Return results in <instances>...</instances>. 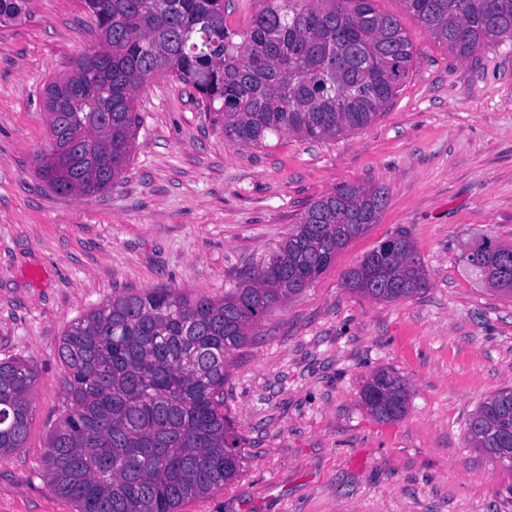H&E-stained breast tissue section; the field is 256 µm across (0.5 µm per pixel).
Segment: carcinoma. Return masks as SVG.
Instances as JSON below:
<instances>
[{
  "instance_id": "cac0c4a2",
  "label": "carcinoma",
  "mask_w": 512,
  "mask_h": 512,
  "mask_svg": "<svg viewBox=\"0 0 512 512\" xmlns=\"http://www.w3.org/2000/svg\"><path fill=\"white\" fill-rule=\"evenodd\" d=\"M434 42L460 58L512 41V0H401ZM97 48L46 87L50 149L39 174L56 191L88 197L124 173L141 126L136 96L171 73L195 89L237 146L271 135L335 140L371 123L408 78L416 49L401 17L375 0H265L244 32L224 21V0H82ZM28 0H0V26ZM241 41H235V38ZM384 186L345 185L309 205L279 247L221 298L172 288L114 295L74 319L58 348L63 412L49 431L41 475L76 512H180L233 482L240 439L224 416L228 358L274 309L315 282L387 205ZM378 244L344 286L395 302L428 286L408 234ZM465 262L512 298V244L484 237ZM37 370L0 360V459L24 447ZM407 383L386 370L361 402L383 422L403 417ZM467 445L512 475V391L484 399Z\"/></svg>"
}]
</instances>
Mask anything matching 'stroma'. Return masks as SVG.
I'll use <instances>...</instances> for the list:
<instances>
[{"instance_id":"stroma-1","label":"stroma","mask_w":512,"mask_h":512,"mask_svg":"<svg viewBox=\"0 0 512 512\" xmlns=\"http://www.w3.org/2000/svg\"><path fill=\"white\" fill-rule=\"evenodd\" d=\"M375 6L401 15L418 59L369 125L231 146L193 88L159 75L137 96L122 179L84 198L52 191L37 158L50 144L43 88L95 46V19L80 0H31L0 27V359L38 372L26 444L0 460V512H76L38 474L71 321L151 288L222 296L346 184L386 186L388 203L234 354L224 413L243 471L182 512H512V477L465 439L476 407L512 388V300L464 261L481 236L512 243V42L460 58L399 0ZM400 230L426 290L397 302L346 290L344 273ZM381 369L408 384L393 422L360 402Z\"/></svg>"}]
</instances>
